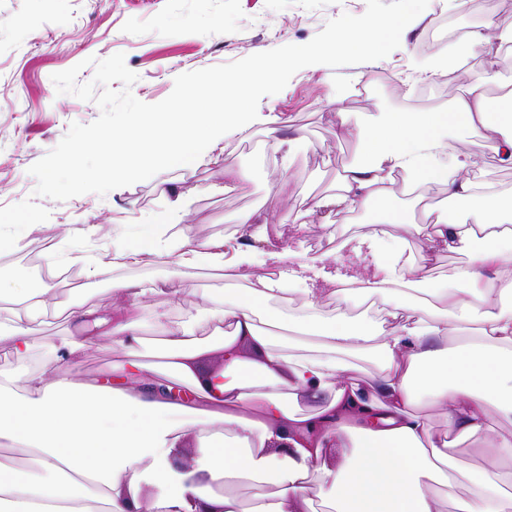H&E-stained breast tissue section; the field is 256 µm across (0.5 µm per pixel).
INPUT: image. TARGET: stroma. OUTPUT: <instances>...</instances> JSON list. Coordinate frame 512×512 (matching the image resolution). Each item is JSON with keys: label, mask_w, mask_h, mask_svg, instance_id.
<instances>
[{"label": "stroma", "mask_w": 512, "mask_h": 512, "mask_svg": "<svg viewBox=\"0 0 512 512\" xmlns=\"http://www.w3.org/2000/svg\"><path fill=\"white\" fill-rule=\"evenodd\" d=\"M365 10L366 0H0V233L19 240L9 263L0 262V279L33 287L24 264L33 244L60 257L51 271L56 283L49 312L29 325L33 350L25 363L28 371L53 368L44 346L70 336V307L81 304L111 316L113 281L178 288L176 296L153 294L136 307L139 321L149 329L159 319L180 325L201 318L205 297L223 295V272L184 268L171 260L124 263L115 257L114 226L153 222L166 210L167 192L175 186L188 196L183 211L172 218L171 235L221 239L238 232L237 214L254 210L279 218V243L291 249L292 261L337 249L346 264L364 269L371 259L353 251L349 239L367 214L311 215L310 198L331 189L359 155L361 134L386 113L447 107L456 77L436 86L430 99L419 94L424 76L417 66L435 52L427 40L436 18L465 22L475 14L479 30L507 34L512 32V0H494L490 11L483 0H429L387 57L338 68L304 67L281 92L260 100L254 123L226 135L196 165L170 168L103 196L88 193L59 202L34 193L29 167L60 142L71 123L88 124L100 114L95 102L58 94L53 74L78 64V80L85 83L94 75L87 58L121 53L138 76L132 94L154 104L172 92L180 74L306 44L329 20ZM448 49L480 60V68L468 70V83L501 105L512 102V84L484 79L489 67L512 75V47L466 38L449 43ZM273 116L279 119L281 139L302 142L289 158L268 148L265 121ZM228 168L248 174L230 192L223 189ZM281 171L290 181L287 196L274 187V175ZM300 221L307 225L301 232L296 229ZM29 223L39 225V233L26 231ZM66 272L75 274L78 286L62 281ZM124 359L120 345L102 337L85 350L80 378L91 386L106 382L113 364ZM485 446L482 439L457 444L450 450L453 465L463 474L496 467L512 491V461L493 460Z\"/></svg>", "instance_id": "1"}]
</instances>
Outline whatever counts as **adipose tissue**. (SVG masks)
Listing matches in <instances>:
<instances>
[{"label": "adipose tissue", "mask_w": 512, "mask_h": 512, "mask_svg": "<svg viewBox=\"0 0 512 512\" xmlns=\"http://www.w3.org/2000/svg\"><path fill=\"white\" fill-rule=\"evenodd\" d=\"M460 126L480 131L487 153L512 168V109L465 89L444 109L388 113L335 190L312 198V214L368 211L355 249L373 261L361 272L330 252L286 267V252L270 245L268 218L252 211L238 215L250 227L239 236L164 244L169 216L184 202L183 192L170 191L168 211L122 241L117 257L135 263L167 253L184 267L232 268L246 287L205 299L210 336H198L193 323L165 325L152 344L125 313L126 303L144 300L148 289L113 282L118 304L111 320L71 307L76 336L49 345L64 370L23 378L1 369L0 443L24 448L28 460L20 466L0 455V512H140L147 484L156 489L152 512H309V473L330 437L341 434L353 439L354 450L326 468L327 487L318 493L331 512H442L456 482L453 441L485 437L492 458L512 460V440L490 437L488 426L490 409L512 415V197L480 193L484 155L449 149V134ZM444 153L446 165L438 161ZM399 170L408 186L473 203L463 218L444 213L431 221L426 250L413 264L404 263V240L393 229L415 224L406 208L388 203ZM440 247L467 260L435 288L432 259ZM423 285L433 306H389L380 343L370 324L341 313L325 322L314 312L325 295L341 302L354 290L383 296ZM51 291L47 283L20 290L0 283V302L10 303L13 316L0 333L1 357L19 364L28 358L26 326L47 310ZM286 293L309 311L290 330L318 337V355L293 356L277 343L280 322L268 307ZM473 314L481 342L448 349L445 336ZM92 325L105 327L128 359L113 367L111 383L89 388L74 372L95 342L86 333ZM147 348L155 362L138 360ZM215 349L224 354L222 378L199 379L197 359ZM371 353L381 359L380 373L355 381L353 357ZM303 400L314 402L313 412L300 409ZM422 401L444 409L447 434L434 435L414 412ZM189 416L210 417L212 428L198 439L196 465L181 470L175 462ZM469 481L456 512H512V493L499 474L480 469ZM243 482L252 490L249 509L235 491Z\"/></svg>", "instance_id": "1"}]
</instances>
